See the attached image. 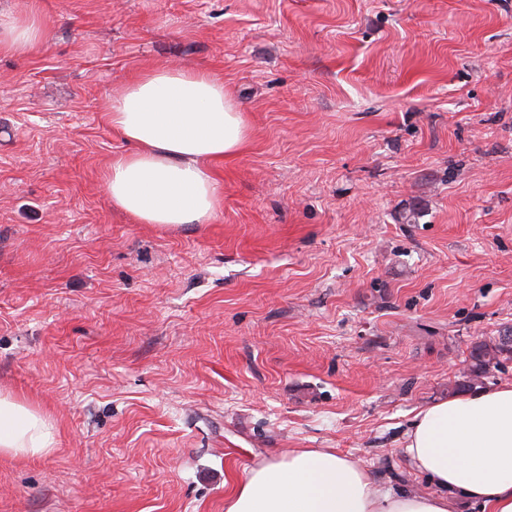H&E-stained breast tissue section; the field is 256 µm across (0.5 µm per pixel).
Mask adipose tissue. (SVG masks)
I'll list each match as a JSON object with an SVG mask.
<instances>
[{"mask_svg": "<svg viewBox=\"0 0 512 512\" xmlns=\"http://www.w3.org/2000/svg\"><path fill=\"white\" fill-rule=\"evenodd\" d=\"M42 39L36 18L0 20V49L25 56ZM107 121L132 151L112 157L105 184L113 207L139 224H207L222 207L211 161L248 138L243 106L211 71L165 65L119 87ZM54 441L40 414L0 397V454L32 456ZM404 455L431 492L381 485L352 457L294 448L245 470L225 512H512V382L433 402L414 416Z\"/></svg>", "mask_w": 512, "mask_h": 512, "instance_id": "obj_1", "label": "adipose tissue"}]
</instances>
